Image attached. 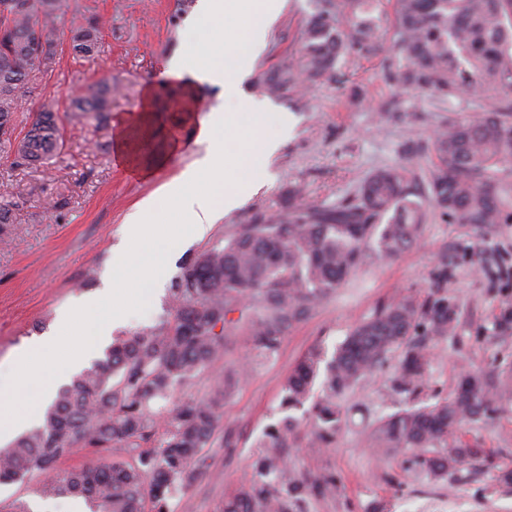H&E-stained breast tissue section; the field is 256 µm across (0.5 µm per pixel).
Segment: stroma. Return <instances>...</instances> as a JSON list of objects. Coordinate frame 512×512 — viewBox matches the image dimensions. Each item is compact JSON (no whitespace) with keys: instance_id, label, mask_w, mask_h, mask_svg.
Returning <instances> with one entry per match:
<instances>
[{"instance_id":"stroma-1","label":"stroma","mask_w":512,"mask_h":512,"mask_svg":"<svg viewBox=\"0 0 512 512\" xmlns=\"http://www.w3.org/2000/svg\"><path fill=\"white\" fill-rule=\"evenodd\" d=\"M198 0H58L57 47L30 97L16 115L25 127L41 107L64 111L71 98L96 83L112 87L110 119L65 122L58 156L35 167L13 166L0 152V377L23 343L55 332L62 308L95 292L111 264L126 214L192 164L194 153L178 151L194 124L222 107L232 136L252 147L281 138L272 178L239 208L228 211L200 241L187 240L168 268V292L137 297L117 336L150 329L170 318L171 297L189 260L223 243L237 224L257 214L288 209L295 190L313 205L351 200L378 169L407 165L409 186L426 196L433 170V131L455 119L454 108L422 90L402 91L385 78L381 58L344 62L335 76L297 92L266 95L264 76L301 48V30L319 0H286L266 36V47L237 85L236 94L205 86L189 90L160 77L166 59L192 40L187 21ZM96 21L102 46L91 57L74 55L73 27ZM265 99L262 122L239 108L236 96ZM122 152H115V142ZM366 260L349 282L322 300L289 329L270 356L254 357L245 336L224 339L216 370L179 387V395L205 398L217 372L244 369L224 401L223 444L204 448L203 465L187 492L169 501L170 512H218L225 497L256 482L254 461L267 430L281 419L283 386L295 364L311 349L331 359L352 327L393 297L427 298L440 266L448 268L447 292L457 310L455 330L429 344L431 361L418 396L391 392L389 379L400 351L341 398L342 423L332 443L312 447L315 418L310 407L295 411L297 424L282 449L295 470L335 477L336 496H304V512H512V485L501 484L499 467H512V404L457 430L462 442L485 449L487 458L463 465L448 479H431L414 450L370 446L368 434L381 416L452 397L463 372H507L512 377V330H503L512 309V223H451L427 210L417 242L390 260L366 245Z\"/></svg>"}]
</instances>
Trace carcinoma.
<instances>
[{
	"instance_id": "1",
	"label": "carcinoma",
	"mask_w": 512,
	"mask_h": 512,
	"mask_svg": "<svg viewBox=\"0 0 512 512\" xmlns=\"http://www.w3.org/2000/svg\"><path fill=\"white\" fill-rule=\"evenodd\" d=\"M57 0H0V146L21 165H37L60 151L63 139L53 111L36 113L16 132L19 99L30 96L54 55ZM101 46L97 25L75 27L71 47L82 57ZM387 50L386 78L400 89L433 92L453 103L472 95L467 115L432 136L436 163L425 200H415L408 170H377L356 197L332 207L299 204L275 217L233 227L224 244L202 252L173 289L171 320L118 337L104 357L59 388L43 422L0 451V485L36 475L44 498L81 497L90 512H169L173 492L195 480L194 465L224 418V398L239 374L214 381L204 399L177 398L175 386L210 370L224 351V335L239 329L259 355L274 352L286 332L304 320L363 263L372 241L393 258L417 239L428 205L462 224L512 222V0H320L306 22L299 54L267 75L271 93L305 89L348 59ZM112 86L102 84L71 101L73 119H108ZM440 273L425 300L400 294L358 323L323 362L309 351L283 387L279 424L265 448H282L293 425L289 412L311 398L323 376V398L314 404V445L328 444L341 425L336 397L355 388L402 349L391 390L411 395L422 385L429 355L414 339L453 331L454 306ZM238 318H233L234 313ZM512 388L482 374L465 373L451 398L406 409L379 420L372 438L392 450L436 449L420 463L436 479L484 455L448 437L466 420L498 412ZM125 448L130 462L98 463L60 471L75 448ZM259 480L224 499L221 512H299L308 489L336 495V479L288 468L277 453L255 461Z\"/></svg>"
}]
</instances>
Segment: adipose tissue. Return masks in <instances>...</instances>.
Wrapping results in <instances>:
<instances>
[{"instance_id": "obj_1", "label": "adipose tissue", "mask_w": 512, "mask_h": 512, "mask_svg": "<svg viewBox=\"0 0 512 512\" xmlns=\"http://www.w3.org/2000/svg\"><path fill=\"white\" fill-rule=\"evenodd\" d=\"M284 5V0H198V13L208 20L210 30L201 42L184 47L168 59L165 78L183 82L186 88L203 85L226 87L246 75L264 45L267 31ZM242 35H235V28ZM227 121L221 109H212L201 120L195 145L199 151L194 162L166 188L164 195L177 220L171 224L169 238L162 248H154L155 204L145 198L127 215L121 227V240L112 250V271L99 293L81 298L75 310H63L60 325H69L73 312L86 321L69 344L67 361L47 369V361L59 343L57 335L42 336L23 343L13 359L14 378L9 387H0V396L8 392H26L31 400L17 411L0 416V443L9 442L39 422L45 406L54 395L55 384L98 353L109 341L114 324L123 318L131 296L123 284L125 277L163 286L167 265L174 250L185 238L203 239L223 211L244 204L247 197L264 186L259 176L266 170L278 148L277 142H265L250 149L242 162L249 174L235 177L230 156L224 152ZM141 243L137 259H130L127 245Z\"/></svg>"}]
</instances>
